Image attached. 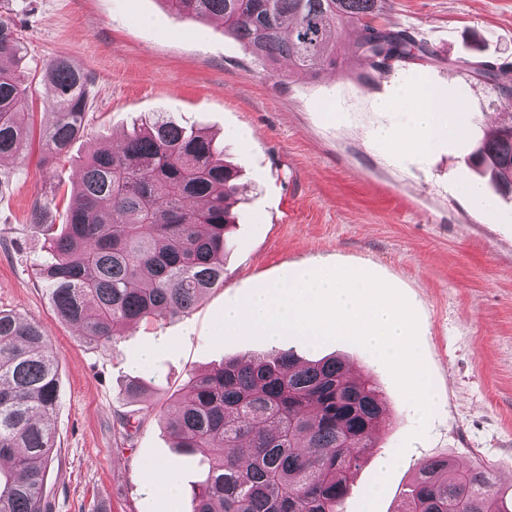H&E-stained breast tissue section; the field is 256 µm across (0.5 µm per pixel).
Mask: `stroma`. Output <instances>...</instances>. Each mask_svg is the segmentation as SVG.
Segmentation results:
<instances>
[{
    "label": "stroma",
    "mask_w": 512,
    "mask_h": 512,
    "mask_svg": "<svg viewBox=\"0 0 512 512\" xmlns=\"http://www.w3.org/2000/svg\"><path fill=\"white\" fill-rule=\"evenodd\" d=\"M0 14L28 47L33 82L21 120L33 131L52 118L54 96L41 76L46 62L68 57L93 81L88 136L66 158L43 163L35 139L20 157L0 160V310L39 322L59 363L56 457L44 477L52 512H191L203 466L172 448L168 404L191 374L272 351L340 356L381 386L389 421L345 512H361L387 456L397 463L377 512H400L427 458L483 464L512 492V199L466 163L500 120V91L474 64H512V0H388L378 25L407 32L428 58L375 71L355 53L358 28L347 26L334 69L285 83L220 22L176 18L164 0H0ZM401 85L434 87L461 104L466 137L423 154L378 140L379 130L412 125L411 105L376 106ZM158 112L213 136L240 171L224 284L189 314L131 326L113 346L89 345L53 315L34 276L47 253L32 204L55 188L56 205L44 221L61 223L90 149L125 139ZM466 181L483 185L484 211H471L459 192ZM287 263L361 268L406 296L433 384L425 437L412 439L416 409L359 345L312 346L291 336L213 345L225 305L275 282ZM139 376L150 378L149 392L127 399L126 382ZM128 420L138 426L131 435ZM158 463L176 476L175 501L151 488Z\"/></svg>",
    "instance_id": "1"
}]
</instances>
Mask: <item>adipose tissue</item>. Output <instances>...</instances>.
Segmentation results:
<instances>
[{
    "mask_svg": "<svg viewBox=\"0 0 512 512\" xmlns=\"http://www.w3.org/2000/svg\"><path fill=\"white\" fill-rule=\"evenodd\" d=\"M396 95L414 104V124L412 130L404 134L382 132L381 137L387 143L426 151L440 141H449L464 135L465 111L461 106L449 102L442 91L423 89L414 92L410 88L402 87L397 90Z\"/></svg>",
    "mask_w": 512,
    "mask_h": 512,
    "instance_id": "ef3b65f1",
    "label": "adipose tissue"
}]
</instances>
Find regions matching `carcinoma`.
I'll list each match as a JSON object with an SVG mask.
<instances>
[{
	"mask_svg": "<svg viewBox=\"0 0 512 512\" xmlns=\"http://www.w3.org/2000/svg\"><path fill=\"white\" fill-rule=\"evenodd\" d=\"M173 15L218 20L273 75L314 79L336 66V42L357 24V50L376 70L430 55L402 32L378 28L386 0H163ZM23 37L0 15V157L26 148L20 120L29 98ZM286 60L287 74L278 71ZM508 121L467 165L491 172L512 195V67L481 61ZM55 94L42 131L45 161L87 136L92 81L69 59L43 69ZM238 171L213 138L161 112L118 151L94 149L82 164L64 224H43L55 192L32 217L51 260L38 268L52 313L87 344L107 345L139 322L190 313L224 285V253ZM60 405L57 356L40 324L0 312V512H51L43 480L54 460L51 419ZM168 418L174 447L202 458L191 512H344L351 479L386 424L372 377L351 376L338 358L302 362L289 352L226 361L192 375ZM402 512H512L481 466L448 459L420 464Z\"/></svg>",
	"mask_w": 512,
	"mask_h": 512,
	"instance_id": "cac0c4a2",
	"label": "carcinoma"
}]
</instances>
